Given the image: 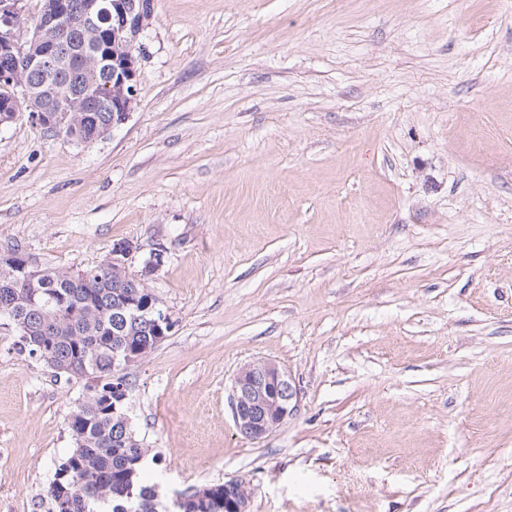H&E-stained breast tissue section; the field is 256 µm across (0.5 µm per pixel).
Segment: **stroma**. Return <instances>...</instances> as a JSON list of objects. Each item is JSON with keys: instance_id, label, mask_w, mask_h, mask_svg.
<instances>
[{"instance_id": "obj_1", "label": "stroma", "mask_w": 512, "mask_h": 512, "mask_svg": "<svg viewBox=\"0 0 512 512\" xmlns=\"http://www.w3.org/2000/svg\"><path fill=\"white\" fill-rule=\"evenodd\" d=\"M128 120L81 145L0 127V252L167 249L174 321L128 371L167 495L252 512H512V0H154ZM0 317V512L40 500L84 379ZM277 362L296 412L235 428ZM296 400L288 373L274 361L257 360L237 373L230 406L240 434L261 439L292 415Z\"/></svg>"}]
</instances>
